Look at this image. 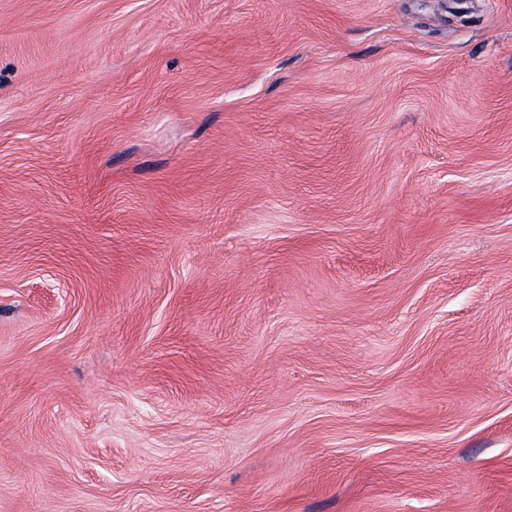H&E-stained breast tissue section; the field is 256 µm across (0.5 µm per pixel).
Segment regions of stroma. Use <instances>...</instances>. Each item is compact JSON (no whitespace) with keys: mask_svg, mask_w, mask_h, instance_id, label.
Returning a JSON list of instances; mask_svg holds the SVG:
<instances>
[{"mask_svg":"<svg viewBox=\"0 0 512 512\" xmlns=\"http://www.w3.org/2000/svg\"><path fill=\"white\" fill-rule=\"evenodd\" d=\"M0 512H512V0H0Z\"/></svg>","mask_w":512,"mask_h":512,"instance_id":"35a3bbf8","label":"stroma"}]
</instances>
